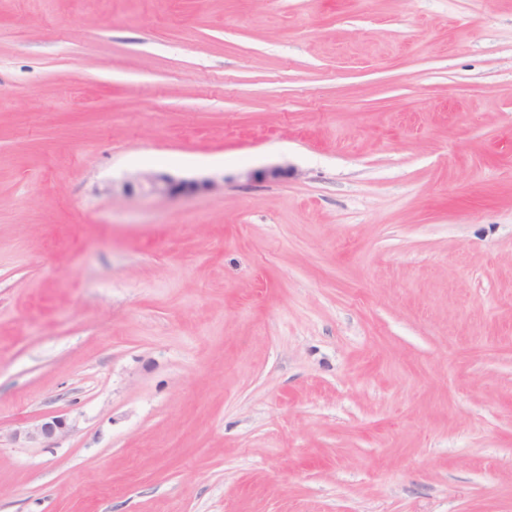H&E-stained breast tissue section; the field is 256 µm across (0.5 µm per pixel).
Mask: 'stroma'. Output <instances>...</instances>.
I'll list each match as a JSON object with an SVG mask.
<instances>
[{
    "instance_id": "35a3bbf8",
    "label": "stroma",
    "mask_w": 512,
    "mask_h": 512,
    "mask_svg": "<svg viewBox=\"0 0 512 512\" xmlns=\"http://www.w3.org/2000/svg\"><path fill=\"white\" fill-rule=\"evenodd\" d=\"M0 512H512V0H0ZM143 179L148 182L153 191L166 196H174L177 193H192L207 189L211 181H175L173 178L165 175H145Z\"/></svg>"
}]
</instances>
